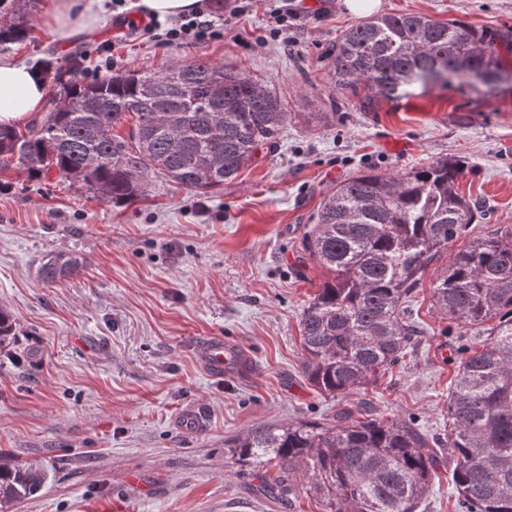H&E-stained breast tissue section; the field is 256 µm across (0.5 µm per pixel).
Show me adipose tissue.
<instances>
[{"instance_id":"obj_1","label":"adipose tissue","mask_w":512,"mask_h":512,"mask_svg":"<svg viewBox=\"0 0 512 512\" xmlns=\"http://www.w3.org/2000/svg\"><path fill=\"white\" fill-rule=\"evenodd\" d=\"M105 11L104 0H58L48 23L68 39L96 28ZM46 99L44 82L23 63L0 59V124L11 126L41 112Z\"/></svg>"}]
</instances>
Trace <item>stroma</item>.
I'll return each mask as SVG.
<instances>
[{
  "label": "stroma",
  "mask_w": 512,
  "mask_h": 512,
  "mask_svg": "<svg viewBox=\"0 0 512 512\" xmlns=\"http://www.w3.org/2000/svg\"><path fill=\"white\" fill-rule=\"evenodd\" d=\"M202 2L215 32L180 46L118 31L113 14L63 42L45 24L55 0L13 7L33 36L0 46V58L63 63L80 50L90 81L202 56L264 81L293 118L276 148L214 193L163 184L116 208L57 175L0 192V308L15 322L0 347V459L47 473L11 512H320L301 490L284 503L256 494L258 478L227 459L225 440L326 422L362 402L445 434L458 363L483 342L434 307L431 268L409 301L422 334L401 361L367 392L320 395L300 372L299 321L325 274L301 242L337 183L449 155L466 158L459 188L484 210L470 237L512 225V89L453 82L393 100L363 84L339 89L332 54L362 20L345 0H291L284 41L272 35L277 0ZM379 11L512 41V0H381ZM327 111L328 124L306 119ZM59 254L79 267L43 282L42 264ZM211 336L245 351L235 377L199 368L196 346ZM186 409L197 416L187 430L174 424Z\"/></svg>",
  "instance_id": "35a3bbf8"
}]
</instances>
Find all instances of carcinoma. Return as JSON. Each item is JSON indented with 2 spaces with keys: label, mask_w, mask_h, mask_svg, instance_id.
Returning a JSON list of instances; mask_svg holds the SVG:
<instances>
[{
  "label": "carcinoma",
  "mask_w": 512,
  "mask_h": 512,
  "mask_svg": "<svg viewBox=\"0 0 512 512\" xmlns=\"http://www.w3.org/2000/svg\"><path fill=\"white\" fill-rule=\"evenodd\" d=\"M28 35L21 23L1 26L0 44ZM496 41L456 21L385 14L344 33L332 73L340 89L364 83L393 98L436 85V69L449 83L469 81L476 69L509 70ZM84 58L74 52L65 72L51 55L38 61L58 98L22 128L0 126V172L15 167L35 181L55 171L114 206L132 205L163 182L208 194L275 147L292 117L267 85L201 56L161 73L131 70L90 83L74 79ZM465 167L464 158L448 156L396 176L360 171L317 211L302 250L327 279L302 313L300 337L301 373L321 394L366 390L405 354L418 333L405 303L434 261L482 219L481 206L459 192ZM77 266L59 257L41 276L53 283ZM432 298L449 321L485 336L448 392V436L350 410L330 423L257 427L225 447L242 467L278 468L274 481L261 478L260 491L286 497L302 488L323 512H418L446 457L465 512H512V225L457 251L432 281ZM44 480L41 470L1 462L0 512Z\"/></svg>",
  "instance_id": "obj_1"
}]
</instances>
